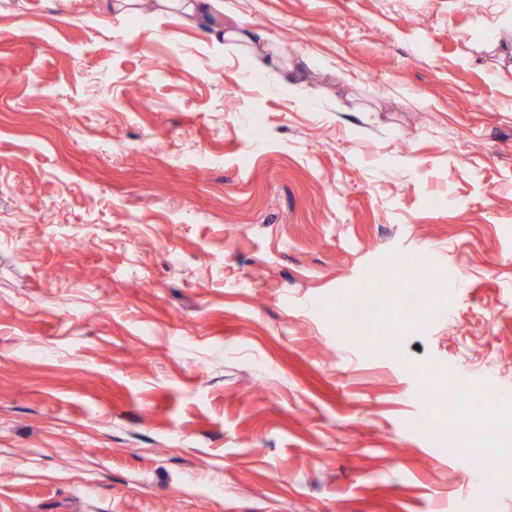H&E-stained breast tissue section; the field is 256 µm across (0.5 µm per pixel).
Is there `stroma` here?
<instances>
[{"instance_id":"stroma-1","label":"stroma","mask_w":512,"mask_h":512,"mask_svg":"<svg viewBox=\"0 0 512 512\" xmlns=\"http://www.w3.org/2000/svg\"><path fill=\"white\" fill-rule=\"evenodd\" d=\"M112 2L0 0V512H512V0ZM220 0H158L161 10H175L185 16L187 20L196 21L200 18L207 21L212 16V10L218 8ZM210 25L213 27L210 32V37L214 42L219 44H223L222 41H224V44H228L230 42L243 43L248 47L251 53L252 66L247 71L251 77H258L259 74H264L267 71L268 67L266 60L268 59L272 63L278 64V58L275 52L272 56L267 55L264 59L261 52H269L271 49L265 48L264 50H260L259 48L254 47L252 45L253 40L240 33L236 28L229 25H224V27L221 25L217 26L214 23H211ZM422 382L425 391L429 394L430 399L440 412L445 413L455 409L458 404L460 394L453 383L448 382V384L436 385V382L428 376H425ZM435 387L442 388L435 389ZM432 392H435L434 398H431Z\"/></svg>"}]
</instances>
